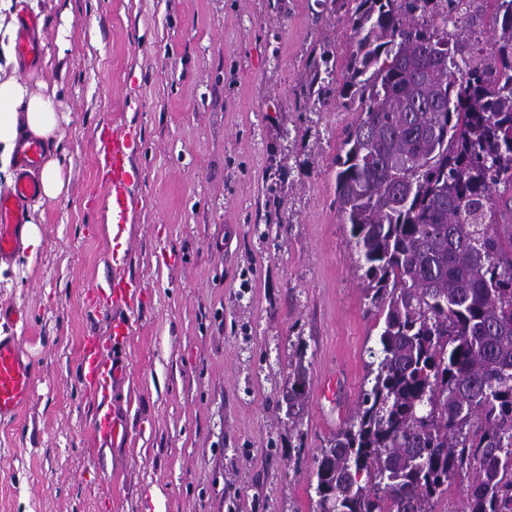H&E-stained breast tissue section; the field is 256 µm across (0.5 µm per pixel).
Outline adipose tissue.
<instances>
[{
    "instance_id": "adipose-tissue-1",
    "label": "adipose tissue",
    "mask_w": 512,
    "mask_h": 512,
    "mask_svg": "<svg viewBox=\"0 0 512 512\" xmlns=\"http://www.w3.org/2000/svg\"><path fill=\"white\" fill-rule=\"evenodd\" d=\"M58 125L53 96L31 91L23 77L0 78V181L12 185L14 166L25 136H37L46 145L47 159L40 172L42 192L27 205L29 225L23 244L33 252L41 243L36 226L43 221L42 205L45 200L57 198L65 186Z\"/></svg>"
}]
</instances>
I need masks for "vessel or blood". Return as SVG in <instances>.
Here are the masks:
<instances>
[{"label": "vessel or blood", "mask_w": 512, "mask_h": 512, "mask_svg": "<svg viewBox=\"0 0 512 512\" xmlns=\"http://www.w3.org/2000/svg\"><path fill=\"white\" fill-rule=\"evenodd\" d=\"M37 16L21 13L17 21L16 48L24 68L37 67L44 44ZM141 146L135 126L102 124L95 136V155L99 178L116 225L128 223L133 211V160ZM44 145L37 137L26 140L19 156V173L10 194L0 196V263L10 261L22 248L25 229L24 203L41 191L37 173L42 165ZM122 255L112 257L114 267L103 286L93 289L85 306L95 316L108 318V334H85L78 360V380L92 402V438L102 449L121 447L126 423L113 411L109 396L126 377V364L115 348L114 339L129 335V312L137 304L142 285L125 274ZM0 422L14 420L30 403L36 389L39 369L25 351L17 331L27 328L29 316L24 308L0 304Z\"/></svg>", "instance_id": "1"}]
</instances>
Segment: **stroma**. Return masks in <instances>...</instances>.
Returning a JSON list of instances; mask_svg holds the SVG:
<instances>
[{
  "label": "stroma",
  "mask_w": 512,
  "mask_h": 512,
  "mask_svg": "<svg viewBox=\"0 0 512 512\" xmlns=\"http://www.w3.org/2000/svg\"><path fill=\"white\" fill-rule=\"evenodd\" d=\"M39 0L65 67L24 77L57 91L66 190L44 205L41 245L0 271V303L30 316L40 378L0 423V512H317L314 460L348 422L378 334L365 262L335 203V102L295 107L322 49L351 26L314 0ZM135 125L137 212L120 242L104 215L94 136ZM143 285L113 401L128 447L91 443L77 366L106 335L85 294L113 248ZM307 368L289 420L292 364Z\"/></svg>",
  "instance_id": "1"
}]
</instances>
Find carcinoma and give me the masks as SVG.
<instances>
[{"label":"carcinoma","mask_w":512,"mask_h":512,"mask_svg":"<svg viewBox=\"0 0 512 512\" xmlns=\"http://www.w3.org/2000/svg\"><path fill=\"white\" fill-rule=\"evenodd\" d=\"M316 2L351 46L320 54L295 105L358 112L336 210L382 321L352 422L315 460L319 512H432L465 470V512H512V0ZM463 6L489 47L459 32Z\"/></svg>","instance_id":"cac0c4a2"}]
</instances>
